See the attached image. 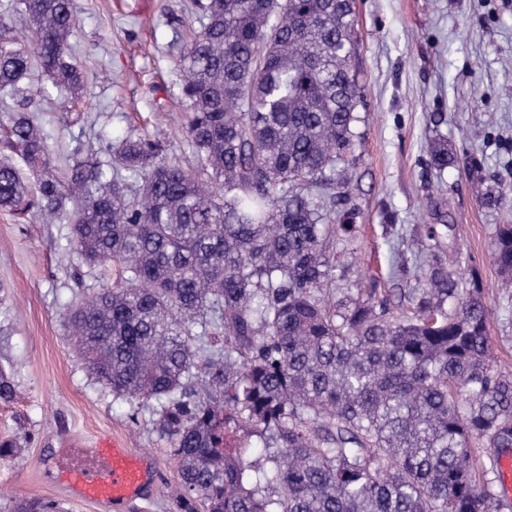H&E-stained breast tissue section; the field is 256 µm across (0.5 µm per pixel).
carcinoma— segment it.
<instances>
[{
	"instance_id": "cac0c4a2",
	"label": "carcinoma",
	"mask_w": 512,
	"mask_h": 512,
	"mask_svg": "<svg viewBox=\"0 0 512 512\" xmlns=\"http://www.w3.org/2000/svg\"><path fill=\"white\" fill-rule=\"evenodd\" d=\"M3 8L27 25L0 22V89L22 104L0 139V210L35 204L51 223L69 203L83 261L112 263L123 287L71 304L65 324L100 383L156 402L177 512H501L471 451L512 448L484 289L433 255V227L407 307L332 275L363 106L353 0H207L180 52L188 159L141 136L63 176L25 80L35 56L79 89L72 0ZM431 157L457 163L441 144ZM492 254L511 287L512 224ZM11 512L61 509L14 497Z\"/></svg>"
}]
</instances>
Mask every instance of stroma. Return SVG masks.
Returning a JSON list of instances; mask_svg holds the SVG:
<instances>
[{"label": "stroma", "instance_id": "35a3bbf8", "mask_svg": "<svg viewBox=\"0 0 512 512\" xmlns=\"http://www.w3.org/2000/svg\"><path fill=\"white\" fill-rule=\"evenodd\" d=\"M72 3L83 104L72 107L40 69L27 85L55 173H68L77 157L110 160L126 139L158 130L169 153L187 154L179 53L199 27L193 0ZM354 8L364 105L346 189L355 210L337 217L352 240L336 252V283L397 301L404 282L390 275L396 256L418 265L414 235L439 225L443 259L480 281L492 309L494 362L512 371V290L499 288L491 255L497 225L512 224V0H355ZM72 108L78 120L63 122ZM438 141L459 159L440 176L429 168ZM114 280L111 269L78 258L68 217L44 224L32 212L0 210V369L16 388L15 400L0 404V439L22 444L18 459L0 460V512L14 496L51 499L64 512H109L71 500L46 477L48 462L81 460L102 433L160 471L147 500L127 512H174L178 474L151 405L104 388L64 323L68 304Z\"/></svg>", "mask_w": 512, "mask_h": 512}]
</instances>
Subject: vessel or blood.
Listing matches in <instances>:
<instances>
[{
  "mask_svg": "<svg viewBox=\"0 0 512 512\" xmlns=\"http://www.w3.org/2000/svg\"><path fill=\"white\" fill-rule=\"evenodd\" d=\"M91 461L86 465L56 466L54 479L71 497L113 507L124 512L146 498L149 486L159 478L155 462L128 448L117 439L100 437L89 446Z\"/></svg>",
  "mask_w": 512,
  "mask_h": 512,
  "instance_id": "b4317fda",
  "label": "vessel or blood"
}]
</instances>
